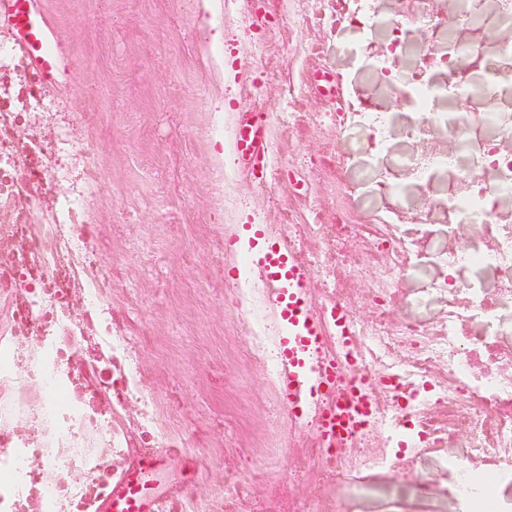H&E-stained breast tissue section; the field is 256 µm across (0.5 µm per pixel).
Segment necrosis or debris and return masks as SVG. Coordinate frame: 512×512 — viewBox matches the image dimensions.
<instances>
[{"instance_id":"4bbe7bcc","label":"necrosis or debris","mask_w":512,"mask_h":512,"mask_svg":"<svg viewBox=\"0 0 512 512\" xmlns=\"http://www.w3.org/2000/svg\"><path fill=\"white\" fill-rule=\"evenodd\" d=\"M458 18L476 29L494 21L512 24V0H459ZM24 59L16 48L0 64L1 111L15 112L45 98L37 87L14 95L11 77L24 71ZM385 80L407 83L413 103L446 124L455 144L451 153L410 156L414 180L430 182L431 172L449 170L465 188L450 203V220L429 206L427 223L442 231L436 241L421 234L407 237L399 224H355L344 216L332 224L274 225L318 289L320 310L347 305L358 283L374 287L369 319L354 321L348 335H337L333 321L324 323L321 354L336 370V389L316 405L326 409L349 380L364 377L375 407L371 427L331 440L318 431L315 416L292 418L288 424L296 430L297 454L318 471L317 479L306 484L309 496L352 470L371 473L379 488L394 492L399 487L395 473L424 461L426 449L459 445L467 448L468 461L441 453L431 461L446 478L442 495L467 512H479L481 465L494 466L501 483L512 487V224L492 221L512 210V108L451 118L439 110L451 94L399 70ZM337 119L368 149L388 151L393 130L386 113L341 112ZM466 228L471 231L466 245L455 246ZM357 249L363 261L350 264L348 255ZM424 251L432 252V261L421 259ZM415 275L424 282L428 300L448 307L439 327L390 315L402 280ZM273 294L272 286L252 272L229 284L224 302L240 315V346L279 406L284 376L270 368L276 338L255 316Z\"/></svg>"}]
</instances>
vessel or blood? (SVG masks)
<instances>
[{
	"label": "vessel or blood",
	"instance_id": "b4317fda",
	"mask_svg": "<svg viewBox=\"0 0 512 512\" xmlns=\"http://www.w3.org/2000/svg\"><path fill=\"white\" fill-rule=\"evenodd\" d=\"M0 14L11 25V36L26 52L41 85L54 86L65 73L60 34L37 14L33 0H0ZM321 97L335 99L336 78L331 70L315 69L307 76ZM234 154L249 180L267 183L270 171L268 129L260 117L242 113L233 126ZM250 264L272 283L276 293L267 312L280 325L279 358L286 371L284 391L291 411L306 414L310 401L326 391L335 374L322 368L314 352L323 336L322 318L309 300L308 275L287 244L266 237ZM149 504L147 488L139 475L124 473L100 499V512H144Z\"/></svg>",
	"mask_w": 512,
	"mask_h": 512
}]
</instances>
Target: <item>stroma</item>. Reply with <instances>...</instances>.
Listing matches in <instances>:
<instances>
[{
  "instance_id": "obj_1",
  "label": "stroma",
  "mask_w": 512,
  "mask_h": 512,
  "mask_svg": "<svg viewBox=\"0 0 512 512\" xmlns=\"http://www.w3.org/2000/svg\"><path fill=\"white\" fill-rule=\"evenodd\" d=\"M62 36L66 80L39 110L11 116L18 136L50 148L53 175L77 184L79 220L63 225L56 249L49 189L24 211L0 210L18 225L0 252V464L34 457L11 484L0 512H41L48 490L57 512H85L83 494L110 469L146 468L162 512H288L302 494L299 460L281 454L269 481L252 485L253 460L237 432L264 388L259 373L225 367L226 336L239 328L224 308L236 278L239 224L409 223L362 208L349 170L374 163L337 107L376 96L402 137L413 111L364 75L366 34L339 28L348 0H35ZM330 69L340 105L306 82ZM266 115L273 174L245 180L224 130L236 110ZM95 156L84 173L86 153ZM52 345L69 403L86 420L62 441L46 408L55 397L35 373ZM369 474L351 472L306 502L307 512H409L388 498H357Z\"/></svg>"
}]
</instances>
